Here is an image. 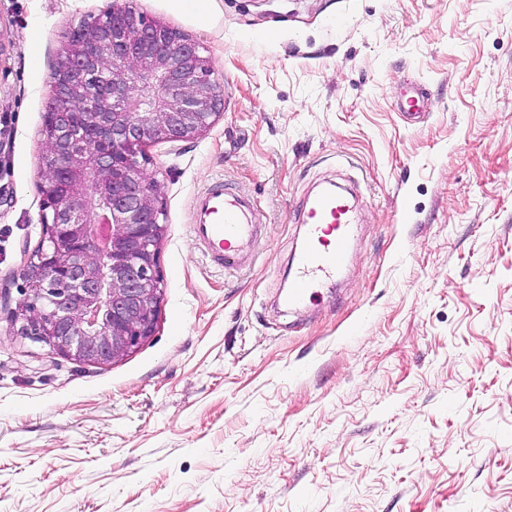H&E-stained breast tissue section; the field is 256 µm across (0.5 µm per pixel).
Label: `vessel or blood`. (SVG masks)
Returning a JSON list of instances; mask_svg holds the SVG:
<instances>
[{"label": "vessel or blood", "mask_w": 512, "mask_h": 512, "mask_svg": "<svg viewBox=\"0 0 512 512\" xmlns=\"http://www.w3.org/2000/svg\"><path fill=\"white\" fill-rule=\"evenodd\" d=\"M396 108L406 120L420 119V92H403ZM301 216L308 226V239L294 258L291 284L282 298L288 309L305 306L316 288L344 272L356 223L349 197L334 190L307 198ZM191 232L204 254L221 268L244 269L257 257L261 231L254 213L242 199L225 191L222 179L213 180L206 191L195 196Z\"/></svg>", "instance_id": "1"}]
</instances>
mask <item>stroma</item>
<instances>
[{"mask_svg": "<svg viewBox=\"0 0 512 512\" xmlns=\"http://www.w3.org/2000/svg\"><path fill=\"white\" fill-rule=\"evenodd\" d=\"M112 0H0V289L42 240L63 37ZM224 89L148 147L166 201L154 336L80 364L0 314V512H512V0H136ZM424 90L423 121L396 110ZM264 235L194 241L215 178ZM355 184L347 270L284 310L308 193ZM262 224H255L252 209L238 196L224 191L223 179L193 200L191 232L204 254L224 270L244 269L255 261Z\"/></svg>", "mask_w": 512, "mask_h": 512, "instance_id": "stroma-1", "label": "stroma"}]
</instances>
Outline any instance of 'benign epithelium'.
Listing matches in <instances>:
<instances>
[{"mask_svg": "<svg viewBox=\"0 0 512 512\" xmlns=\"http://www.w3.org/2000/svg\"><path fill=\"white\" fill-rule=\"evenodd\" d=\"M211 58L131 0L58 50L41 129L40 249L3 311L17 335L77 363L119 361L154 335L165 201L146 147L192 142L222 115Z\"/></svg>", "mask_w": 512, "mask_h": 512, "instance_id": "7a95c632", "label": "benign epithelium"}]
</instances>
